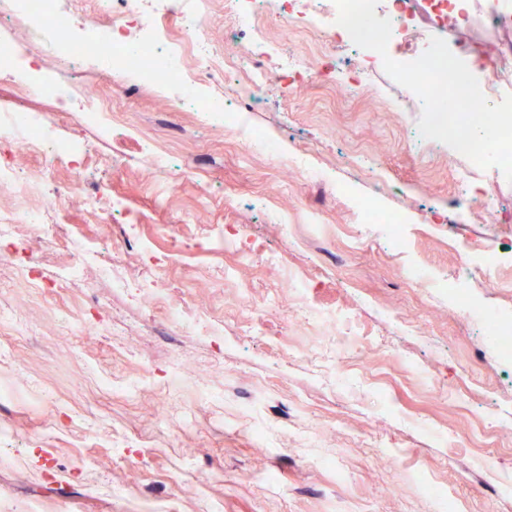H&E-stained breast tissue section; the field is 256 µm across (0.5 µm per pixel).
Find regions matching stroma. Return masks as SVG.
Listing matches in <instances>:
<instances>
[{"label":"stroma","mask_w":512,"mask_h":512,"mask_svg":"<svg viewBox=\"0 0 512 512\" xmlns=\"http://www.w3.org/2000/svg\"><path fill=\"white\" fill-rule=\"evenodd\" d=\"M471 28L425 30L459 42L512 41L487 15L512 21V0H468ZM289 53L326 63L347 55L299 23L258 18ZM114 132L82 128L71 105L48 113L59 136L83 141L82 186H109L120 209L63 203L61 237L43 254L0 241V512H512V362L450 293L512 313V221H459L452 174L466 157L418 145L417 99L387 74L349 92L335 79H270L236 132L198 112L169 111L173 90L133 86L97 69ZM278 144L244 152L253 132ZM166 147L194 179L166 181L144 163ZM321 173L306 181L279 156ZM378 194L405 226L362 224L357 203ZM284 209L288 222L273 213ZM78 236L114 258L118 291L95 268L82 283L41 288L75 256ZM498 257L501 285L460 255ZM250 254L242 263V254ZM423 268L407 286L402 270ZM152 281V298L134 289ZM307 303L329 326L296 322ZM205 315L217 336L170 318ZM89 327H79L84 317ZM351 318L352 335L335 323ZM205 380L207 391L197 382ZM262 428L265 445H254Z\"/></svg>","instance_id":"stroma-1"}]
</instances>
